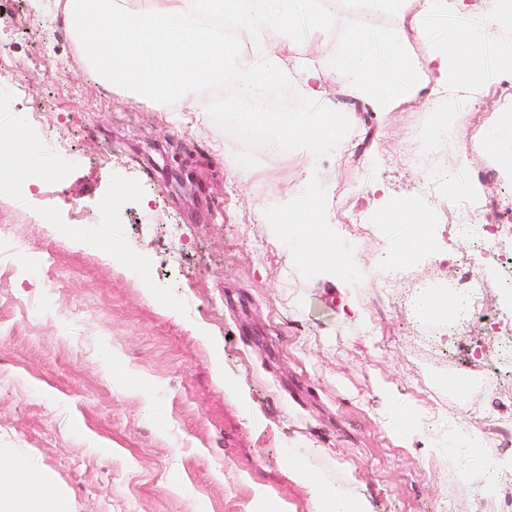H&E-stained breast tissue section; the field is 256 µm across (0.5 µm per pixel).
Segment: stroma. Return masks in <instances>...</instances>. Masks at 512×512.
<instances>
[{
  "instance_id": "1",
  "label": "stroma",
  "mask_w": 512,
  "mask_h": 512,
  "mask_svg": "<svg viewBox=\"0 0 512 512\" xmlns=\"http://www.w3.org/2000/svg\"><path fill=\"white\" fill-rule=\"evenodd\" d=\"M61 17L58 0L0 8V59L27 54L0 128L21 124L45 153L33 183L0 188L12 227L0 240V453L32 459L69 512H322L320 483L349 486L365 512H432L445 497L455 512H495L478 493L493 467L468 470L450 439L482 431L512 395L488 321L512 318V298L497 296L500 257L477 239L459 248L431 198L484 173L512 206V173L475 152L441 182L410 170L404 137L436 92L380 112L333 76L315 104L289 90L276 141L252 154L222 113L176 99L129 111L126 91L67 66L78 46ZM50 105L66 143L31 122ZM318 109L345 121L315 153L289 141L288 119ZM340 181L368 202L370 237L357 247L336 224ZM308 190L350 275L304 260L273 221ZM388 200L431 225L433 247L406 283L390 260L403 229L379 213ZM54 251L64 265L54 284L13 266ZM440 261L481 272L487 288L458 340L433 348L416 304L448 289ZM372 322L378 346L362 333ZM116 356L126 377L112 375ZM402 407L414 412L404 433ZM443 459L467 471L465 484H448Z\"/></svg>"
}]
</instances>
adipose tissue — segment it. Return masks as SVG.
I'll list each match as a JSON object with an SVG mask.
<instances>
[{
    "label": "adipose tissue",
    "instance_id": "adipose-tissue-1",
    "mask_svg": "<svg viewBox=\"0 0 512 512\" xmlns=\"http://www.w3.org/2000/svg\"><path fill=\"white\" fill-rule=\"evenodd\" d=\"M369 14L393 19L384 30H372L369 22L341 29L339 8H326L323 0H304L302 8L276 10L270 0H164L160 7L164 23L118 8L115 0H68L63 22L76 33L87 60L106 83L126 86L142 101L162 97L192 99L200 83L222 81L231 87L229 111L244 114L253 103L263 102L268 89L287 91L282 61L273 46L259 42L255 56L229 69L224 56L204 54L199 49L201 30L198 7L225 16L235 25L254 29L291 30L299 15L315 22L318 34L342 32L333 56L323 55L318 43L299 59L294 70L296 87L307 100H319L327 73L340 76L346 93L369 101L377 111L393 112L414 102L429 84L451 93L478 99L490 81H512V50L504 49L496 78H488L482 60V46L501 43L512 31V0H483L479 12L464 9L456 0L458 27L451 36L432 35L426 20L448 12L449 0H366ZM420 39L428 50L426 63L414 61L412 39ZM381 213L389 224H405L407 236L395 248L394 264H406L411 255L433 246L423 213L403 202L384 204ZM319 203L305 195L300 204L288 208V219L304 218L314 230L304 240V256L329 271L346 267V254L333 245L318 223ZM42 472L27 457L14 455L0 462V512H67L57 495L47 493Z\"/></svg>",
    "mask_w": 512,
    "mask_h": 512
}]
</instances>
